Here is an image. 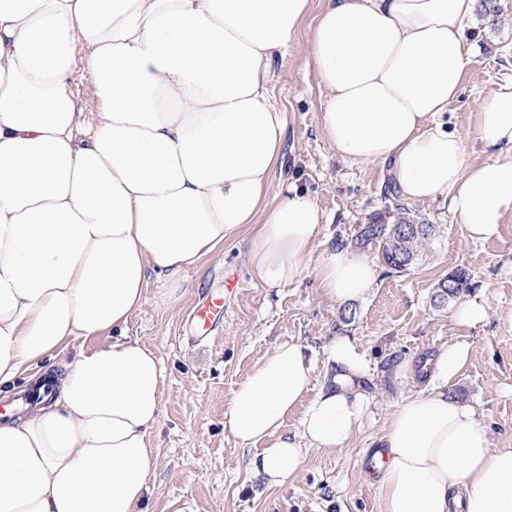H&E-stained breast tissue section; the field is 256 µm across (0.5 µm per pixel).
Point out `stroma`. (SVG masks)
<instances>
[{
	"mask_svg": "<svg viewBox=\"0 0 512 512\" xmlns=\"http://www.w3.org/2000/svg\"><path fill=\"white\" fill-rule=\"evenodd\" d=\"M497 21L475 14L466 24L473 58L460 92L442 116L466 140L472 160L484 155L472 135L473 114L490 84L512 79V0H496ZM323 0H312L286 66L270 85L285 112L288 147L266 195L274 203L283 181L306 189L323 210L322 237L376 258L377 244L363 243V227L383 218L393 223L397 204L436 233L422 257L397 272L378 265V280L362 301L332 304L318 293L312 275L279 289L263 287L248 272L251 231L228 240L221 251L186 272L185 297L160 304L148 296L126 327L130 338L154 350L164 368L163 414L154 434L158 468L149 482V512H379L375 478L360 461L379 443L388 418L403 398L428 389L426 360L440 348L467 340L471 356L449 383L450 399L470 405L490 429L496 448H512V213L489 241H473L449 209L434 202L402 203L386 167L352 165L322 132L324 92L311 63L310 34ZM470 277L468 297L485 299L488 321L462 329L452 305L436 306L441 279L456 270ZM238 286L224 317L207 339H196L190 315L200 297L223 289L228 276ZM348 336L366 353L369 370L361 389L369 402L361 428L346 447L308 449L303 469L272 486L247 469L250 450L224 427V410L238 384L274 346L304 345L315 362L314 386L327 368L325 348Z\"/></svg>",
	"mask_w": 512,
	"mask_h": 512,
	"instance_id": "35a3bbf8",
	"label": "stroma"
}]
</instances>
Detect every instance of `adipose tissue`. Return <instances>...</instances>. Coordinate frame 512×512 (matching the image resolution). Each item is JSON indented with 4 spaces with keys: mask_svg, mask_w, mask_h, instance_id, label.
Returning <instances> with one entry per match:
<instances>
[{
    "mask_svg": "<svg viewBox=\"0 0 512 512\" xmlns=\"http://www.w3.org/2000/svg\"><path fill=\"white\" fill-rule=\"evenodd\" d=\"M311 0H0V512H144L158 460L163 368L125 334L158 284L254 227L249 273L284 288L312 272L332 303L364 299L374 263L320 247L311 194L266 191L287 120L270 100ZM477 0H324L311 60L322 130L346 161L388 166L409 201L448 206L487 241L512 212V80L475 114L487 157L440 116L472 62ZM100 110L82 126L76 55ZM86 348L73 350L76 340ZM313 388L303 345H277L234 390L224 426L258 446L251 471L281 485L308 449L345 447L364 417L363 351L328 346ZM299 431L287 435L288 416ZM380 512H512V448L470 406L430 391L400 401L380 439Z\"/></svg>",
    "mask_w": 512,
    "mask_h": 512,
    "instance_id": "adipose-tissue-1",
    "label": "adipose tissue"
}]
</instances>
